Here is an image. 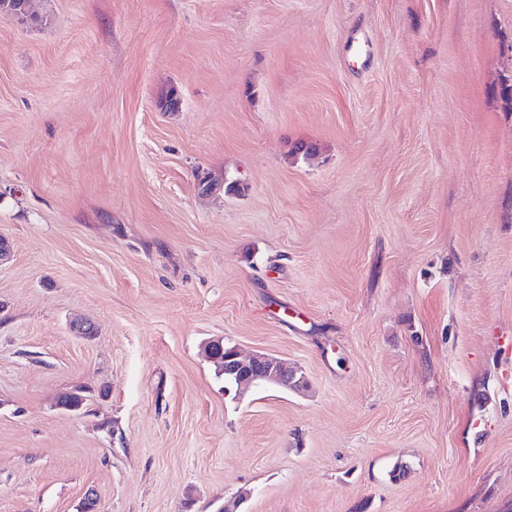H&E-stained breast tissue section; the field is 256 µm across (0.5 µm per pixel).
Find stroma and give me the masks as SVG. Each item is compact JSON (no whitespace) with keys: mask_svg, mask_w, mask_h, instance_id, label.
I'll return each mask as SVG.
<instances>
[{"mask_svg":"<svg viewBox=\"0 0 512 512\" xmlns=\"http://www.w3.org/2000/svg\"><path fill=\"white\" fill-rule=\"evenodd\" d=\"M33 7L0 14V512L512 504V0ZM215 338L308 388L237 394Z\"/></svg>","mask_w":512,"mask_h":512,"instance_id":"1","label":"stroma"}]
</instances>
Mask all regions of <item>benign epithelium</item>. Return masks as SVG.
<instances>
[{
	"label": "benign epithelium",
	"instance_id": "1",
	"mask_svg": "<svg viewBox=\"0 0 512 512\" xmlns=\"http://www.w3.org/2000/svg\"><path fill=\"white\" fill-rule=\"evenodd\" d=\"M204 352L217 363L224 379L235 385L240 393L261 383L297 390L307 386L305 375L289 368L279 358L265 354L244 357L236 346H227L222 338L206 342Z\"/></svg>",
	"mask_w": 512,
	"mask_h": 512
}]
</instances>
